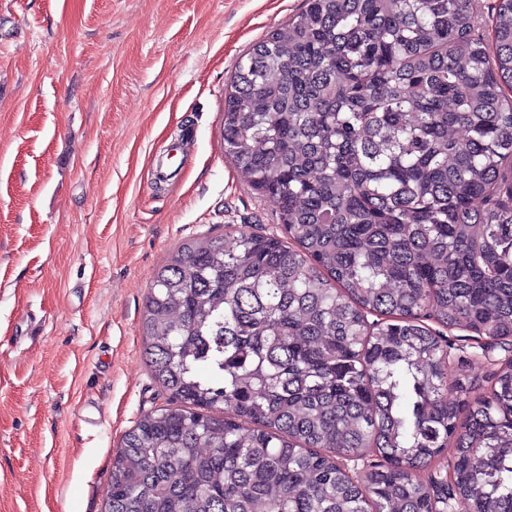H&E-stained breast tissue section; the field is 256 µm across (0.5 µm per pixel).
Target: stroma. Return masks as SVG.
<instances>
[{
    "instance_id": "stroma-1",
    "label": "stroma",
    "mask_w": 512,
    "mask_h": 512,
    "mask_svg": "<svg viewBox=\"0 0 512 512\" xmlns=\"http://www.w3.org/2000/svg\"><path fill=\"white\" fill-rule=\"evenodd\" d=\"M304 5L0 0V512H105L123 434L167 402L143 354L157 269L281 233L224 155V93Z\"/></svg>"
}]
</instances>
